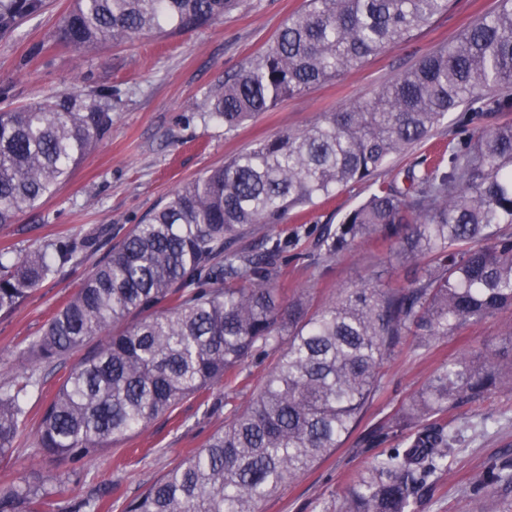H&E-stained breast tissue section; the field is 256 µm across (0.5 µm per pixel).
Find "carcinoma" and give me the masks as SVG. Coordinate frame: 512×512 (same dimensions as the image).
<instances>
[{
	"instance_id": "carcinoma-1",
	"label": "carcinoma",
	"mask_w": 512,
	"mask_h": 512,
	"mask_svg": "<svg viewBox=\"0 0 512 512\" xmlns=\"http://www.w3.org/2000/svg\"><path fill=\"white\" fill-rule=\"evenodd\" d=\"M450 0H305L272 43L213 94L210 115L228 131L311 86L359 68L448 12ZM236 0H73L60 39L79 52L170 26H206ZM43 0H0V32ZM512 0L402 71L368 100L301 131L283 130L184 183L133 225L24 349L29 367L0 375V460L26 437V397L40 365L79 354L41 408L36 454L60 466L112 451L138 429L200 397L227 409L224 428L149 484L123 512H260L283 486L340 447L361 423L385 361L411 337L427 350L512 310V121L468 126L512 112ZM112 87L52 94L0 110V225L14 224L66 181L112 126ZM464 135L431 164L371 194L326 227L313 264L369 238L421 261L408 285L345 288L317 307L281 293L286 242L236 247L251 224H283L374 179L390 158L430 138L459 107ZM59 240L0 261V312L25 301L70 262ZM275 362L249 402L210 400L246 382L259 357ZM512 386L494 360L462 354L438 367L400 410L363 435L377 454L338 493V512H414L418 491L448 468L454 411ZM62 474L0 488V512H42ZM476 483L512 487V464L493 463ZM99 497L70 512H101Z\"/></svg>"
}]
</instances>
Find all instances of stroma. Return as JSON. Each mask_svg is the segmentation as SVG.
Returning a JSON list of instances; mask_svg holds the SVG:
<instances>
[{"mask_svg": "<svg viewBox=\"0 0 512 512\" xmlns=\"http://www.w3.org/2000/svg\"><path fill=\"white\" fill-rule=\"evenodd\" d=\"M45 2L40 14L21 17L12 32L0 34V107L28 104L63 91L86 93L99 86L112 87L117 95L108 135L69 180L17 223L0 226V259L7 263L58 239L77 246L71 262L12 312L0 313V371L25 366L22 351L29 339L40 335L108 246L163 205L183 183L279 131L307 128L321 121L324 113L371 98L398 73L448 44L497 4V0H454L447 13L410 42L391 46L342 80L320 84L228 132L209 116L213 92L225 75L238 72L273 40L304 0H239L213 24L108 44L89 55L58 39L61 19L72 0ZM370 192L368 184H360L339 192L330 203L292 211L286 223L255 225L242 244L255 248L266 236L299 232V243L288 249L280 286L288 293L307 291L318 302L335 297L339 289L370 281L409 283L419 275V264L397 258L389 244L379 241L362 243L356 252L324 266L303 258L323 228L338 224ZM511 329L512 312L506 311L429 350L404 345L385 365L362 429L394 414L441 363L459 354L494 353L502 365L512 364V339L507 336ZM223 425V412H207L198 399L188 398L120 448L64 466V479L50 499L49 512H68L74 499L89 496L121 506L201 448ZM456 425L461 436L448 457V470L419 494L415 512H512L511 489H483L474 482L475 475L492 462H512V388L458 409ZM32 448V438L22 439L12 458L0 462V487L33 479L35 469L51 468L49 460H33ZM375 454L359 435H352L308 474L265 501L261 512H316L317 503L331 502L337 488L365 470Z\"/></svg>", "mask_w": 512, "mask_h": 512, "instance_id": "stroma-1", "label": "stroma"}]
</instances>
